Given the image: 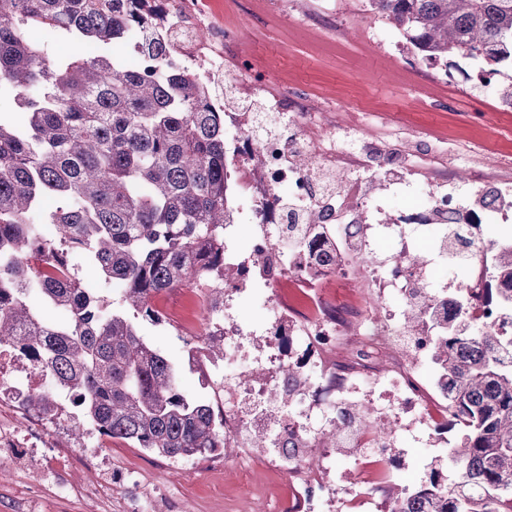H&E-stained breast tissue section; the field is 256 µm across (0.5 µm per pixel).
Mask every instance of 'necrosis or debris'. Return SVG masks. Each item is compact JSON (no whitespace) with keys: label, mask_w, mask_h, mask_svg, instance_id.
<instances>
[{"label":"necrosis or debris","mask_w":512,"mask_h":512,"mask_svg":"<svg viewBox=\"0 0 512 512\" xmlns=\"http://www.w3.org/2000/svg\"><path fill=\"white\" fill-rule=\"evenodd\" d=\"M237 46V33L228 28L213 43H180L173 63L209 81L223 71L225 53ZM236 65L241 75L238 92L263 100L264 111L279 113L281 121L277 131L267 132L258 113L230 105L224 108V137L234 145L226 163L239 185L237 212L254 224L253 248L266 255L267 263L254 265L251 258L229 248L224 262L239 272L234 286L238 292L254 285L271 291L292 283L309 289L304 306L273 300L269 310L272 327L295 330L299 343L313 347L318 357L311 364L314 378L305 391L290 400L271 402L269 387L243 388L239 382L247 366H280L279 349L268 344L253 350L246 342V330L232 315H225L220 327L224 357L213 365L225 381L219 397L224 407V445L241 447L251 429L261 431L272 449L287 447L292 440L311 445L314 436L308 419L319 415L335 423L337 406L359 399L371 413V424L351 427L340 445L371 449L378 463L386 456L385 445L398 443L397 438L382 434L386 417H394L404 428L422 423L437 432L450 412L446 391L425 383L417 365L403 357L400 318L419 272L378 259L376 243L386 238L398 252L414 251L418 248L414 228L437 224L452 227L466 250H474L484 241L485 226L512 211V178L487 182L471 176L436 182L425 169L414 178H390L386 146L371 141L362 148L344 150L312 138V131L335 129V113L313 111L308 94L300 90L268 95L264 73L251 59L238 57ZM377 181L394 183L400 190L416 184L422 194L415 205L387 216L371 196ZM312 206L323 215L322 236H310L302 228L288 232V214L299 216ZM329 275L357 288L358 304L351 316L341 317L335 300L324 292L321 281ZM486 277L482 260L470 261L462 286L477 298L471 311L475 323L498 328L502 313L479 299ZM337 348L366 362V369L336 372L324 356ZM387 352L393 356V365L379 368ZM4 362L11 370L0 372L1 404H17L34 388L48 386L47 377L14 350L0 348V364ZM357 471L353 487L347 489L328 482L308 483L301 466L291 468L289 474L304 484L305 512H316L323 493L343 495L354 512H387L377 493L383 471L368 468L363 461L358 462Z\"/></svg>","instance_id":"4bbe7bcc"}]
</instances>
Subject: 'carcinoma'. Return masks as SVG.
Masks as SVG:
<instances>
[{
  "label": "carcinoma",
  "mask_w": 512,
  "mask_h": 512,
  "mask_svg": "<svg viewBox=\"0 0 512 512\" xmlns=\"http://www.w3.org/2000/svg\"><path fill=\"white\" fill-rule=\"evenodd\" d=\"M164 0H0V347L12 345L37 371L74 390L88 429L173 461L224 450V411L191 398L177 369L139 333L136 320L163 322L151 300L173 288L211 285L212 310L224 307V225L235 221L232 176L224 172V113L212 85L191 74L158 73L183 33L166 27ZM429 63L481 60L482 80L512 61V0H368ZM151 30L139 48L143 67L109 53L131 28ZM40 28L68 37L73 52L50 55L31 39ZM81 251L105 280L122 287L129 313L82 287L72 268ZM491 257L485 301L512 318V243L486 244ZM39 296L58 321L30 305ZM446 304L413 283L404 317L406 342L420 337L446 384L461 425L450 458L458 481L444 484L435 460L415 489L384 490L389 512H512V365L495 357L511 348L477 326L464 297ZM224 358V337L205 327L189 348ZM273 396H292L308 376L290 362ZM31 416L56 413L53 389L26 396ZM368 414L344 406L322 436L335 448L346 426Z\"/></svg>",
  "instance_id": "cac0c4a2"
}]
</instances>
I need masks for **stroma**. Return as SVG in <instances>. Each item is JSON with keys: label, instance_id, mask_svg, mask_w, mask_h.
<instances>
[{"label": "stroma", "instance_id": "35a3bbf8", "mask_svg": "<svg viewBox=\"0 0 512 512\" xmlns=\"http://www.w3.org/2000/svg\"><path fill=\"white\" fill-rule=\"evenodd\" d=\"M206 11L207 40L224 26H237L239 53L265 66L272 91L303 88L313 106L363 121L369 138L400 143L407 154L432 153L449 170L466 163L494 169L512 159V112L501 111L497 93L484 87L481 63L465 61L449 72L418 61L422 75L436 79L431 96H424L398 56L400 32L366 0H290L283 9L272 0H207ZM153 304L165 322H140L141 335L179 367L183 393L202 395L198 373L187 366V338L178 327L198 309L191 288L161 294ZM79 415L78 408L67 407L37 455L0 447V456L10 459L0 465V512H30L41 463L57 460L76 469L82 485L103 492L91 500L44 494L47 512H127L121 483L126 469L140 473L151 512H286L292 505L289 460L274 466L260 455L246 468L221 455L174 462L94 431L76 442L70 425ZM400 441L387 469L399 487L412 488L427 479L428 464L439 450L409 433Z\"/></svg>", "mask_w": 512, "mask_h": 512}]
</instances>
